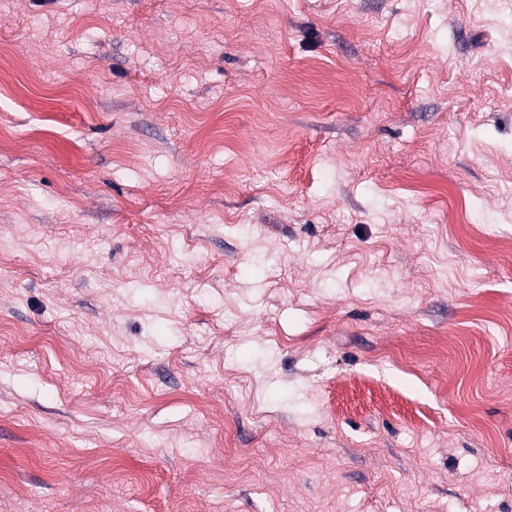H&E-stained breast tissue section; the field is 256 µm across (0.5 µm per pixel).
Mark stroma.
Returning <instances> with one entry per match:
<instances>
[{
    "instance_id": "35a3bbf8",
    "label": "stroma",
    "mask_w": 512,
    "mask_h": 512,
    "mask_svg": "<svg viewBox=\"0 0 512 512\" xmlns=\"http://www.w3.org/2000/svg\"><path fill=\"white\" fill-rule=\"evenodd\" d=\"M0 512H512V0H0Z\"/></svg>"
}]
</instances>
